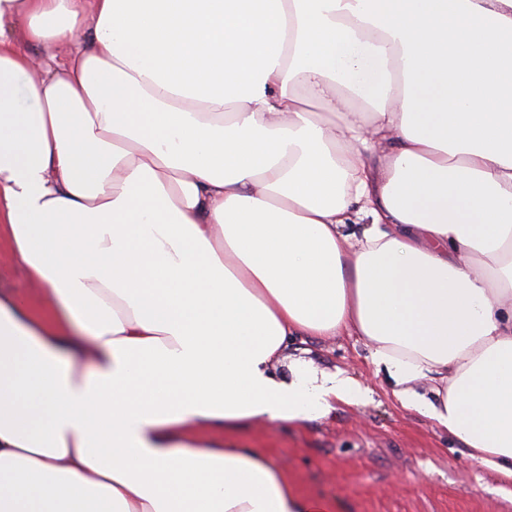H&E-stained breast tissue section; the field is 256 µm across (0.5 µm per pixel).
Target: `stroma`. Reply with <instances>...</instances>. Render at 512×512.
<instances>
[{
	"mask_svg": "<svg viewBox=\"0 0 512 512\" xmlns=\"http://www.w3.org/2000/svg\"><path fill=\"white\" fill-rule=\"evenodd\" d=\"M288 356L343 371L368 391L365 404L337 405L304 426L260 422L243 433L244 445L287 465L301 494L326 498L335 512H512V486L395 401L365 339L303 336Z\"/></svg>",
	"mask_w": 512,
	"mask_h": 512,
	"instance_id": "35a3bbf8",
	"label": "stroma"
}]
</instances>
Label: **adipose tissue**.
I'll return each instance as SVG.
<instances>
[{"instance_id": "adipose-tissue-1", "label": "adipose tissue", "mask_w": 512, "mask_h": 512, "mask_svg": "<svg viewBox=\"0 0 512 512\" xmlns=\"http://www.w3.org/2000/svg\"><path fill=\"white\" fill-rule=\"evenodd\" d=\"M1 242L0 512H332L344 333L512 483V0H0ZM0 283L14 288V291L31 305H38L42 301V289L35 288L28 282L21 269L11 261L5 245L0 248Z\"/></svg>"}]
</instances>
